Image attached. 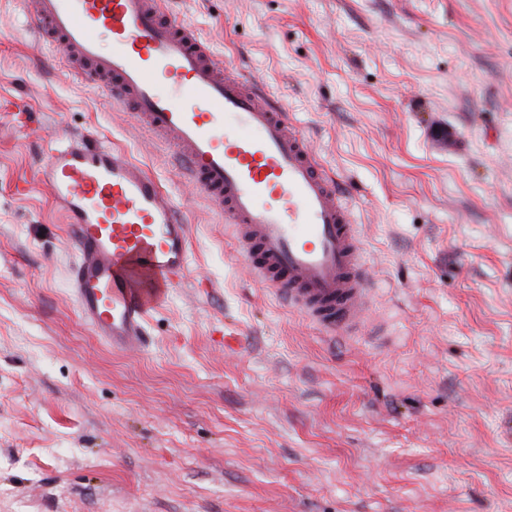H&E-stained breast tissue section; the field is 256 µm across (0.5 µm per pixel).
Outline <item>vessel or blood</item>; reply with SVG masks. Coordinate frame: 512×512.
I'll list each match as a JSON object with an SVG mask.
<instances>
[{"instance_id": "b4317fda", "label": "vessel or blood", "mask_w": 512, "mask_h": 512, "mask_svg": "<svg viewBox=\"0 0 512 512\" xmlns=\"http://www.w3.org/2000/svg\"><path fill=\"white\" fill-rule=\"evenodd\" d=\"M29 19L82 81L105 84L172 150L255 279L327 333L360 326L370 291L359 226L278 99L225 73L162 0H32ZM38 178L69 231L82 320L112 349L141 348L149 314L184 279L189 225L141 164L83 133L55 147Z\"/></svg>"}]
</instances>
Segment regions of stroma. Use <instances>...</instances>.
Returning <instances> with one entry per match:
<instances>
[{"mask_svg": "<svg viewBox=\"0 0 512 512\" xmlns=\"http://www.w3.org/2000/svg\"><path fill=\"white\" fill-rule=\"evenodd\" d=\"M262 80L343 191L372 279L331 335L252 281L132 110L0 0V512H512V0H165ZM124 150L189 224L145 344H101L36 178Z\"/></svg>", "mask_w": 512, "mask_h": 512, "instance_id": "stroma-1", "label": "stroma"}]
</instances>
